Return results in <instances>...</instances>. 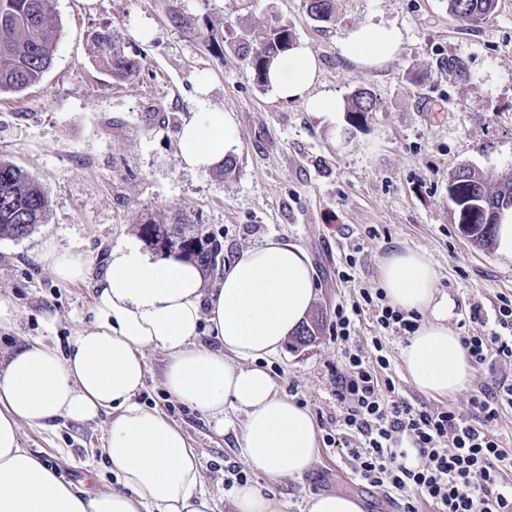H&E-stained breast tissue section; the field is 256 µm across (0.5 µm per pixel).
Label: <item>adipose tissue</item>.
Wrapping results in <instances>:
<instances>
[{
	"mask_svg": "<svg viewBox=\"0 0 512 512\" xmlns=\"http://www.w3.org/2000/svg\"><path fill=\"white\" fill-rule=\"evenodd\" d=\"M402 43L397 26L363 25L345 34L340 51L370 71ZM318 71L315 54L298 43L273 61L268 85L276 100L301 103L333 126L345 104L314 92ZM197 84L196 110L178 132L179 159L208 170L235 147L236 133L232 116L210 107L209 80ZM40 261L59 281H92L93 304L66 351L34 339L0 365V512H214L187 434L138 399L154 350L166 357L167 394L204 414L218 434L233 433L254 472L279 484L310 470L319 454L313 415L257 365L279 353L313 308L314 270L301 245L269 238L243 250L225 261L211 290L197 262L155 258L133 241L113 247L98 272L82 253L51 241ZM437 283L425 251L398 250L382 261L389 303L426 317L400 350L403 367L418 389L445 397L466 386L472 367ZM60 418L102 421L115 487H77L22 447L24 427Z\"/></svg>",
	"mask_w": 512,
	"mask_h": 512,
	"instance_id": "adipose-tissue-1",
	"label": "adipose tissue"
}]
</instances>
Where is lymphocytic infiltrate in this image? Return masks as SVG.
Here are the masks:
<instances>
[{"label":"lymphocytic infiltrate","instance_id":"lymphocytic-infiltrate-1","mask_svg":"<svg viewBox=\"0 0 512 512\" xmlns=\"http://www.w3.org/2000/svg\"><path fill=\"white\" fill-rule=\"evenodd\" d=\"M361 296V302L337 305L330 324L343 355L336 375L339 424L359 436L349 454L360 477L376 487L414 490L436 512H512V486L502 480L512 469V454L493 430L503 408L512 407V383L502 380L479 391L466 412L417 407L395 396L393 380L380 374L387 358L352 344L351 330L371 310L383 330L409 336L419 327L418 317L378 304L370 291ZM495 314L498 331L461 339L474 364L512 361V298L500 296ZM407 438L408 448L402 445Z\"/></svg>","mask_w":512,"mask_h":512}]
</instances>
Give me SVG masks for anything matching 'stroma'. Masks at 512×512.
I'll return each mask as SVG.
<instances>
[{
  "label": "stroma",
  "mask_w": 512,
  "mask_h": 512,
  "mask_svg": "<svg viewBox=\"0 0 512 512\" xmlns=\"http://www.w3.org/2000/svg\"><path fill=\"white\" fill-rule=\"evenodd\" d=\"M333 5L331 20L318 22L306 0H52L59 29L50 68L34 87L0 94V159L36 177L47 200L44 224L26 237L0 239V296L15 312L0 327L1 347L26 336L62 348L89 318L91 283L54 279L39 261L45 240L83 253L99 269L113 246L141 238L146 221L176 219L193 225L216 251L207 267L213 283L222 279L225 260L267 238L307 250L315 269L313 310L325 326L311 344L285 345L261 365L280 393L311 411L323 439L336 433L340 414L341 354L328 325L337 304L379 288L381 261L392 251L427 252L457 335L495 329L497 298L512 295V265L464 233L448 184L462 168L480 172L490 186L512 177V0H498L494 14L474 26L450 16L446 0ZM175 11L190 27L171 21ZM280 21L315 53L316 91L346 101L361 88L372 94L374 109L363 119L341 113L343 146H334L326 126L302 105L274 101L238 50L213 52L200 37L231 30L256 43ZM144 23L152 28L147 39L137 34ZM365 24H393L404 35L396 57L370 72L346 62L339 49L347 31ZM103 28L140 61L135 80L115 81L97 63L91 36ZM453 58L465 61L464 75L449 71ZM201 75L212 84L211 107L230 112L237 128L233 171L224 177L186 169L178 156L175 133L194 109ZM352 334L366 348L381 336L397 393L417 406L465 409L478 390L512 380V362L502 361L473 368L456 395L433 396L403 369L405 337L382 332L366 314ZM147 362L140 401L185 430L201 453L216 512H233L229 494L239 477L257 487L266 479L251 472L233 434H217L205 417L166 394L164 353L148 352ZM341 442L338 448L323 442L302 479L275 487L282 512H303L306 500L322 493L357 495L365 512L405 501V494L360 479L346 454L353 438ZM22 444L72 483L94 489L115 482L97 426L62 420L28 427Z\"/></svg>",
  "instance_id": "35a3bbf8"
}]
</instances>
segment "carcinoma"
<instances>
[{"instance_id":"obj_1","label":"carcinoma","mask_w":512,"mask_h":512,"mask_svg":"<svg viewBox=\"0 0 512 512\" xmlns=\"http://www.w3.org/2000/svg\"><path fill=\"white\" fill-rule=\"evenodd\" d=\"M496 5L497 0H447L448 13L453 17L462 16L472 25L490 17ZM307 9L314 20L327 21L332 15V0H307ZM56 28L51 0H0V94L23 92L40 82L51 65ZM231 42L236 49L245 52L254 79L264 86L271 61L293 45V34L287 25L277 23L270 27L256 48L249 47L240 35ZM93 43L99 60L113 78L130 81L139 73L141 62L127 56L108 29L95 32ZM372 110L373 99L364 89L355 93L346 107L356 121ZM453 180L460 199L456 207L492 206L490 216L478 214L471 231L475 243L488 245L494 236L498 212L512 207V179L490 191L478 172L463 168ZM45 210L46 199L39 183L22 168L0 160V238L27 236L44 223ZM142 233L152 244H160L170 252L175 250L189 258L205 253L203 240L192 226L163 228L149 221L143 225ZM320 327V317H312L303 324L293 342L303 345L312 341Z\"/></svg>"}]
</instances>
